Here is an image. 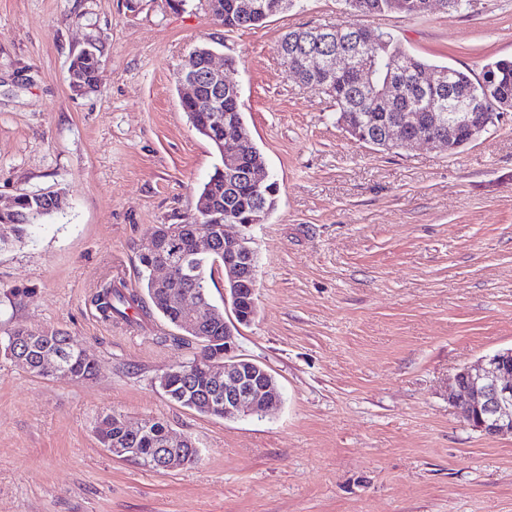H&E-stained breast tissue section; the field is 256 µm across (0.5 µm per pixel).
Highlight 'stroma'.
I'll return each instance as SVG.
<instances>
[{"mask_svg": "<svg viewBox=\"0 0 512 512\" xmlns=\"http://www.w3.org/2000/svg\"><path fill=\"white\" fill-rule=\"evenodd\" d=\"M342 0H297L229 31L205 0H0V196L66 204L0 251V336L57 329L95 357L75 383L0 356V512H512V436L448 403L463 366L512 348V112L456 154L355 141L334 104L287 73L288 30L343 22ZM411 53L479 75L512 57V0L365 17ZM233 56L247 128L280 193L246 228L257 314L241 355L282 401L217 418L159 388L202 346L159 315L103 321L104 281L139 288L156 226L196 211L221 158L192 128L178 80L200 43ZM97 86L70 85L84 49ZM117 412L192 439L197 462L112 458L96 428Z\"/></svg>", "mask_w": 512, "mask_h": 512, "instance_id": "35a3bbf8", "label": "stroma"}]
</instances>
